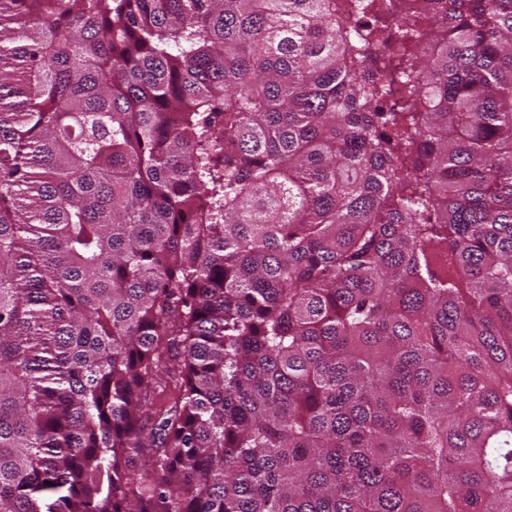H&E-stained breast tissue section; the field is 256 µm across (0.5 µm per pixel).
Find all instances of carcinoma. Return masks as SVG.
Segmentation results:
<instances>
[{
  "label": "carcinoma",
  "instance_id": "1",
  "mask_svg": "<svg viewBox=\"0 0 512 512\" xmlns=\"http://www.w3.org/2000/svg\"><path fill=\"white\" fill-rule=\"evenodd\" d=\"M0 0V512H512V0Z\"/></svg>",
  "mask_w": 512,
  "mask_h": 512
}]
</instances>
